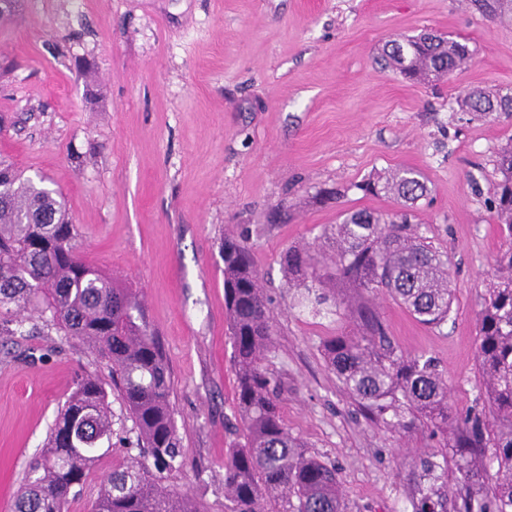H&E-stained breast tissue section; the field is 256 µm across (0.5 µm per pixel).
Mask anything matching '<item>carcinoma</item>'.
<instances>
[{"label":"carcinoma","mask_w":512,"mask_h":512,"mask_svg":"<svg viewBox=\"0 0 512 512\" xmlns=\"http://www.w3.org/2000/svg\"><path fill=\"white\" fill-rule=\"evenodd\" d=\"M385 55L410 80L440 79L469 57L466 45L425 31L391 40ZM466 112H512V93L471 91ZM493 201L508 247L493 261L495 279L476 315L481 409L464 418L448 404V381L431 357L398 351L369 298L388 293L418 323L448 322L455 288L448 254L410 224L427 197L424 176L409 169L359 185L393 197L395 219L345 210L332 225L333 272L318 273L310 251L284 255L288 283L312 292L336 281L353 293L334 298L356 324L350 336L322 343L327 367L371 420L410 433L426 427L439 446L421 453L409 478L412 512H512V139L499 150ZM224 309L235 368L238 441L224 459V512H347L336 467L310 453L280 414L281 383L265 366L273 312L245 236H226ZM38 320L81 342L111 367L112 389L136 432L138 455L104 475L90 512H205L165 481L185 467L171 401L173 382L158 333L139 292L100 272L79 253L64 196L44 180L23 178L0 155V335ZM112 449V410L98 375L83 371L58 409L47 442L28 464L13 512H68L69 503Z\"/></svg>","instance_id":"obj_1"}]
</instances>
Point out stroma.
Segmentation results:
<instances>
[{"label": "stroma", "instance_id": "stroma-1", "mask_svg": "<svg viewBox=\"0 0 512 512\" xmlns=\"http://www.w3.org/2000/svg\"><path fill=\"white\" fill-rule=\"evenodd\" d=\"M433 31L466 44L433 83L387 67L392 39ZM512 90V8L480 0H17L0 17V154L66 197L88 261L137 288L160 336L186 457L172 488L224 512V457L236 440L224 313L225 235L246 234L274 314L268 365L292 434L339 470L348 512H411L406 477L432 445L370 422L326 366L322 342L353 321L290 290L293 247L318 254L340 211L397 210L365 180L420 171L414 220L446 251L455 300L446 324L373 303L395 345L432 356L465 417L481 393L476 313L503 245L490 201L512 115L462 111L466 93ZM327 188L338 201L320 202ZM104 359L46 327L0 336V512H11L78 372ZM112 451L69 512H87L99 476L123 462L133 422L110 394Z\"/></svg>", "mask_w": 512, "mask_h": 512}]
</instances>
